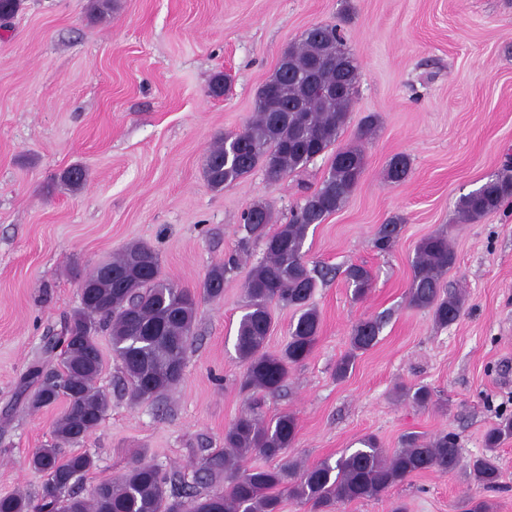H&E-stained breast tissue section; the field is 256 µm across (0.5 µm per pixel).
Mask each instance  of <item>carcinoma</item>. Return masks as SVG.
Listing matches in <instances>:
<instances>
[{
    "label": "carcinoma",
    "mask_w": 512,
    "mask_h": 512,
    "mask_svg": "<svg viewBox=\"0 0 512 512\" xmlns=\"http://www.w3.org/2000/svg\"><path fill=\"white\" fill-rule=\"evenodd\" d=\"M313 71L332 92L311 88L308 77ZM357 81L358 67L340 28L316 24L288 48L273 76L259 89L255 115L244 130L219 137L205 156L206 181L221 190L257 168L276 184L307 166L315 155L330 153L328 173L320 187L293 211L287 223L267 230L273 214L266 202L250 205L242 215L239 252L260 242L266 253L249 272L246 309L237 328L235 350L245 366L240 382L243 391L279 393L288 370L309 358L320 335L321 318L310 300L326 273L308 267L304 245L310 228L347 202L366 168L360 145L336 147L349 121ZM269 89L277 98V112L264 104ZM410 169L409 156L396 154L389 161L386 179L402 182ZM86 177L84 168L75 165L63 173L60 184L76 190ZM511 199L512 170L505 169L461 197L457 212L461 220L474 221L500 210ZM400 229L395 220L380 225L374 247L390 250ZM455 261L448 235L440 232L419 242L412 262L409 304L431 311L439 326L454 323L464 304L461 292L442 286L443 276ZM236 262L237 255L232 254L213 265L198 295L164 278L158 253L141 242L126 246L108 266L97 263L86 271L85 300L65 318L59 332L46 337L43 346L47 356L60 351L59 363L51 367L35 363L27 374L26 384L34 386L29 399L32 409L64 402L53 424L51 442L35 449L29 460L31 469L42 477L40 491L34 500L23 494L0 497V512H280L284 495L311 505L313 512H323L335 505L379 498L413 474L452 472L461 466L456 436L443 433L432 438L406 435L402 448L391 455L368 437L361 441V448L342 453L333 463L325 460L306 468L290 463L245 467L243 462L253 455L270 460L281 457L298 434L294 415L284 413L267 421L253 407L224 429V450L208 455L192 481L139 461L121 478L102 481L89 496H81L80 481L93 469L94 460L75 450L63 456L61 450L80 445L98 428L109 408L108 396L97 386L104 366L99 330L109 331L130 399L153 401L182 378L198 297L220 301L224 275ZM346 279L356 300L371 289L372 275L361 265L349 266ZM273 304L296 312L288 342L277 353L266 349ZM382 327L380 320L372 318L354 324L350 349L337 363L336 376H346L357 353L378 343ZM404 396L424 408L433 403L425 386L409 389ZM510 437L512 415H502L485 433L487 450L494 451ZM468 467L479 486L491 489L498 485L500 472L494 456L472 459Z\"/></svg>",
    "instance_id": "1"
}]
</instances>
